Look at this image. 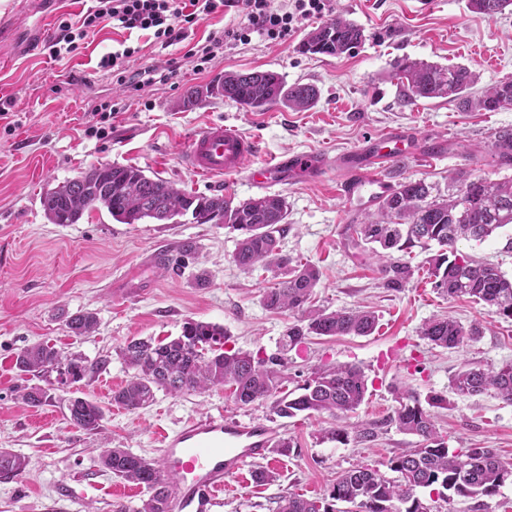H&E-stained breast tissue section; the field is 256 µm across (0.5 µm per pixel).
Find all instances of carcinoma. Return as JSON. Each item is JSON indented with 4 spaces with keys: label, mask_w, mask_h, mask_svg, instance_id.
<instances>
[{
    "label": "carcinoma",
    "mask_w": 512,
    "mask_h": 512,
    "mask_svg": "<svg viewBox=\"0 0 512 512\" xmlns=\"http://www.w3.org/2000/svg\"><path fill=\"white\" fill-rule=\"evenodd\" d=\"M512 7V0H469L470 9L493 18ZM365 41L363 29L343 16H336L310 31L301 43L302 53L328 56L350 55ZM395 77L404 97L413 99L446 98L466 108L495 112L512 109V80H502L485 88L477 97L468 96L475 75L463 66L440 67L408 58L396 64ZM221 96L240 106L264 111L275 105L302 111L314 106L318 92L310 84L287 85L273 71L226 72L224 79L193 90L189 98ZM494 148L503 166H512V129L495 134ZM41 204L53 224H75L85 212L105 209L122 224L144 219L170 221L194 213L204 218L215 214L224 226L240 234L233 255L243 270L256 265L276 268L281 279L262 295L263 305L276 312L299 316L288 328L286 343L295 346L310 336H369L378 318L371 311L326 312L312 304L313 290L320 280L319 269L310 263L290 266L280 253L279 241L288 230V207L277 194L252 197L237 204L224 195L185 192L158 176L151 178L134 166H92L81 176L45 192ZM512 224V178L488 181L483 178L461 180V187L448 197L431 195L423 180L405 179L378 201L377 210L352 227V236L366 244L379 246L375 255L386 251L408 250L416 245L435 244L437 253L428 260L427 274L435 288L451 298L466 297L489 308L500 317L512 319V279L490 263H479L458 252L461 239L483 241L497 230ZM384 286L401 288L412 275L406 263L381 266ZM98 319L90 312L77 313L68 320L73 335L95 331ZM479 334L475 325L465 326L450 317L432 318L421 327L420 335L431 344L456 349ZM229 336L224 326L188 320L181 334L168 340L132 339L119 348V356L134 374L114 391L112 402L129 410L143 409L155 400L156 392L173 396L229 387L235 402L248 405L257 400L272 401L280 418L302 413H328L336 424L323 438L348 442H371L377 437L376 425L347 422L367 393V380L355 365L317 367L300 387V393L282 386L278 358H263L251 352L226 349ZM112 359L100 355L89 359L81 354H66L46 342H34L15 355V368L25 376L45 381L43 385L19 388L21 401L39 407L53 400V383L47 374L66 369L69 383L77 384L107 369ZM451 391L460 399L480 395L490 389L512 403V362L498 368L481 369L467 364L454 374ZM69 425L85 431L101 430L104 408L86 395L68 399ZM400 431L419 437L418 447L394 454L382 466L397 474L386 478L379 468L355 464L337 478L328 496L306 498L290 493L281 497L277 512H426L416 496L428 489L446 502L454 497H493L505 483H512V462L502 460L489 448H469L457 452L436 430L430 414L412 393L391 418ZM99 464L115 476L145 488L147 497L136 506L118 504L114 512H169L168 484L172 478L156 476L154 464L126 448L103 450ZM28 458L0 449V474L23 477ZM339 503L348 507L341 509Z\"/></svg>",
    "instance_id": "cac0c4a2"
}]
</instances>
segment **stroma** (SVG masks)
Masks as SVG:
<instances>
[{
  "instance_id": "35a3bbf8",
  "label": "stroma",
  "mask_w": 512,
  "mask_h": 512,
  "mask_svg": "<svg viewBox=\"0 0 512 512\" xmlns=\"http://www.w3.org/2000/svg\"><path fill=\"white\" fill-rule=\"evenodd\" d=\"M48 2L0 0V58L8 60L0 69V108L6 110L0 115V448L29 459L26 477L0 476V512H112L119 502L138 505L145 489L97 466L101 448H126L152 461L160 431H175L201 415L259 421L275 428L278 439L292 441L289 455L268 454L233 478V492L224 494L215 510L275 512L282 496L328 495L352 465L376 466L415 447L417 436L390 422L409 391L426 403L449 448H489L512 460V403L492 390L462 400L449 388L463 364L485 368L512 360V319L468 299L440 295L424 277L431 252L418 246L399 254L413 269L410 280L400 288L385 287L378 258L346 233L366 212L348 208L335 179L274 186L288 204L280 250L292 263L318 266L317 306L365 308L375 312L378 325L368 336L314 337L289 350L282 347L283 337L297 317L263 306L262 294L274 286L276 275L235 264L238 232L188 217L176 224H121L103 209L86 212L75 224H53L41 205L48 189L99 163L133 165L178 188L237 202L259 196L245 174L204 179L187 169L188 138L210 123L255 138L261 163L300 151L334 155L391 129L407 131L413 137L410 154L387 166L386 175L397 182L425 180L441 196L458 189L462 174L512 178V166L499 165L493 149L496 132L512 128V109L477 112L443 98L407 101L393 77L397 61L409 57L465 65L477 75L480 89L512 79L511 11L489 19L472 12L468 0H331L330 16H344L364 31L365 42L352 55L302 54L306 34L321 24L314 18L285 40L255 34L215 50L202 64L195 55L198 41L245 25L243 15L206 17L189 27L186 40L168 48L152 32L106 26L71 57L56 60L44 45H26L48 13ZM95 5L96 0H63L48 14L56 24L74 22ZM123 42L136 49L126 68L163 72L175 61L177 77L136 90L112 74L95 72L98 58ZM230 71H274L288 83L314 85L320 98L301 112L282 106L257 112L214 96L186 105L191 90ZM105 102L116 106L111 127L104 135L92 134ZM171 242L192 247L177 268L154 257ZM457 249L512 277V226L482 242L459 241ZM78 312L96 314L99 324L90 335L77 337L68 329L67 316ZM436 316L479 324L481 334L457 349L434 346L420 330ZM189 319L223 325L231 348L282 358L289 390L316 367L358 366L368 392L350 420L377 425L376 441L324 440L323 432L333 425L329 415L280 418L270 401L240 405L226 387L181 396L161 391L152 405L134 411L112 403L113 391L133 374L118 358L119 348L133 338L179 335ZM35 341L91 359L112 355L105 372L82 384L105 410L102 433L69 425L66 386H58L52 402L39 408L15 399L12 390L22 382L15 355ZM259 469L276 472L277 481L254 482L252 473ZM418 496L429 512H512L511 483L491 498L447 503L425 489Z\"/></svg>"
}]
</instances>
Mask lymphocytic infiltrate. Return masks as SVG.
Wrapping results in <instances>:
<instances>
[{
  "mask_svg": "<svg viewBox=\"0 0 512 512\" xmlns=\"http://www.w3.org/2000/svg\"><path fill=\"white\" fill-rule=\"evenodd\" d=\"M233 7L245 16L247 28L232 27L225 29L223 35L208 36L198 47L202 58H209L215 49L248 41L254 33L271 41L284 40L304 21L328 12L329 0H291L287 9L276 7L273 0H98L95 9L84 14L78 22L59 23L57 34L48 44L49 55L61 59L72 54L79 42L103 22L128 31L152 32L157 42L169 47L186 39L187 24ZM135 53L131 46L105 53L100 57L97 69L115 73L119 82L137 89L156 83L161 76H176L177 69L173 66L164 75L152 67L127 70L124 63Z\"/></svg>",
  "mask_w": 512,
  "mask_h": 512,
  "instance_id": "f902f5d3",
  "label": "lymphocytic infiltrate"
}]
</instances>
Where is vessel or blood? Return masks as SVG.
Wrapping results in <instances>:
<instances>
[{"instance_id": "obj_1", "label": "vessel or blood", "mask_w": 512, "mask_h": 512, "mask_svg": "<svg viewBox=\"0 0 512 512\" xmlns=\"http://www.w3.org/2000/svg\"><path fill=\"white\" fill-rule=\"evenodd\" d=\"M408 141L405 132L392 131L370 140L358 152L335 157L319 152L293 153L250 170L246 163L259 151L257 140L211 123L190 136L184 163L205 177L247 172L258 189L273 186L280 170L318 180L333 174L344 200L357 207L374 203L392 190L383 169L407 156ZM271 437L263 423L229 421L220 416L201 417L173 432L161 433L157 471L177 476L170 488L172 512H211L218 492L227 487L229 479L266 457Z\"/></svg>"}]
</instances>
